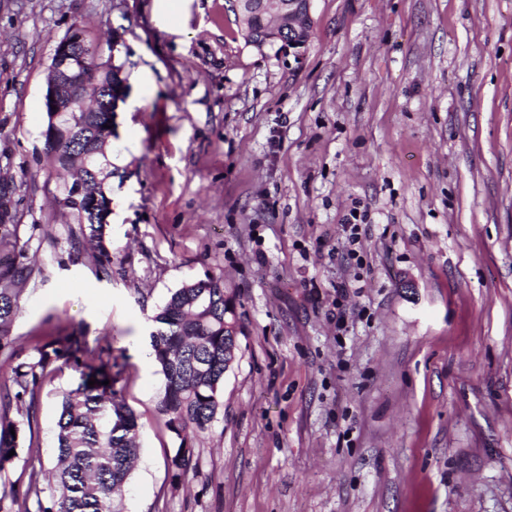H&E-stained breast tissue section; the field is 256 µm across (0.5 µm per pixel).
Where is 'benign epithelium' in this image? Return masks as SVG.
I'll return each mask as SVG.
<instances>
[{"label": "benign epithelium", "instance_id": "7a95c632", "mask_svg": "<svg viewBox=\"0 0 512 512\" xmlns=\"http://www.w3.org/2000/svg\"><path fill=\"white\" fill-rule=\"evenodd\" d=\"M234 9L244 27L247 41L263 49L280 44L300 51L311 38V0H234ZM261 12L268 27L256 36L252 18ZM125 99L124 85L112 69V58L89 47L80 27H72L54 51L44 111L57 118L65 112H115Z\"/></svg>", "mask_w": 512, "mask_h": 512}]
</instances>
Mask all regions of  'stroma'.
Here are the masks:
<instances>
[{
  "label": "stroma",
  "instance_id": "obj_1",
  "mask_svg": "<svg viewBox=\"0 0 512 512\" xmlns=\"http://www.w3.org/2000/svg\"><path fill=\"white\" fill-rule=\"evenodd\" d=\"M152 5L0 0V186L37 269L13 334L23 360L111 339L139 424L119 512H512V0H312L298 54L248 44L228 0L175 34ZM75 24L145 74L112 122L108 279L70 259L42 151ZM208 278L240 333L176 479L150 334ZM78 380L38 392L44 465Z\"/></svg>",
  "mask_w": 512,
  "mask_h": 512
}]
</instances>
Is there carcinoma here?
Listing matches in <instances>:
<instances>
[{"label": "carcinoma", "mask_w": 512, "mask_h": 512, "mask_svg": "<svg viewBox=\"0 0 512 512\" xmlns=\"http://www.w3.org/2000/svg\"><path fill=\"white\" fill-rule=\"evenodd\" d=\"M108 121L105 112H79L73 123H47L45 152L53 155L58 175L69 177L61 189L64 202L77 227L70 229L72 252L81 246L94 248L95 274L112 277V254L105 245L106 225L102 212L111 200V181L95 174L112 173L111 156L104 152ZM83 193L73 196L76 184ZM18 225L8 202H0V365L10 368L9 400L24 405L27 426L37 421L39 384L62 362L79 372L76 387L62 396L57 420V455L47 470L40 450L21 446V424L0 421V473L14 462L10 451L27 453L28 482L23 494L0 484V512H115L139 448L134 412L118 398L114 385L123 365L112 356V342L89 344L86 336L72 332L56 336L37 349L38 357L15 362L18 357L12 326L20 305V285L35 273L27 250L18 245ZM151 333L155 361L164 377L159 412L181 444L173 450L169 468L179 478L189 471L193 449L186 441L206 431L219 408L218 393L224 382V343L239 332L236 315L224 308V283L208 278L187 282L171 293L153 317ZM98 384L89 386L88 381ZM109 384H103V381ZM15 433H10V430Z\"/></svg>", "instance_id": "cac0c4a2"}]
</instances>
